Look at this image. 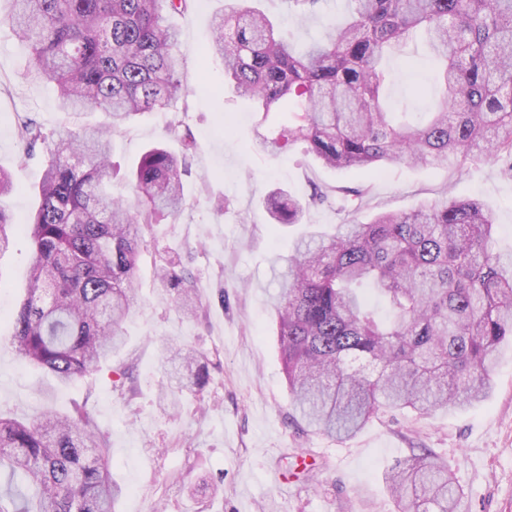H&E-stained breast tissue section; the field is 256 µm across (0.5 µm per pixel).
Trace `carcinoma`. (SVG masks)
Listing matches in <instances>:
<instances>
[{"label": "carcinoma", "mask_w": 512, "mask_h": 512, "mask_svg": "<svg viewBox=\"0 0 512 512\" xmlns=\"http://www.w3.org/2000/svg\"><path fill=\"white\" fill-rule=\"evenodd\" d=\"M10 2L8 20L32 48L29 76L56 85L73 124L53 140L33 118L18 127L24 157L38 147L46 156L36 207L21 227L31 268L9 345L70 384L124 344L147 234L186 206L182 175L193 141L177 117L169 130L184 152L146 150L130 173L133 201L112 198L106 182L116 173L112 131L170 111L182 90L178 32L166 13L191 0ZM225 2L210 43L224 81L256 104L261 120L288 116L257 148L278 154L302 141L336 170L493 160L512 178V0H349V19L328 25L303 54L253 0ZM418 34L440 90L427 121L412 124L386 105L382 60ZM90 111L108 118L91 144L79 124ZM368 192L317 188L302 201L279 189L263 204L272 223L288 226L311 204L344 211ZM493 226L479 200L446 197L293 242L279 258L274 310L288 391L309 427L349 437L386 410L427 415L489 395L500 349L512 341V258L494 251ZM14 230L0 206V251ZM155 271L188 316L207 314L181 260L161 256ZM168 353L174 405L177 392L206 387L208 358L177 345ZM3 468L0 512H115L121 494L108 445L82 407L0 416ZM384 480L407 512H458L462 492L427 455L396 461Z\"/></svg>", "instance_id": "carcinoma-1"}]
</instances>
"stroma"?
I'll return each instance as SVG.
<instances>
[{
  "mask_svg": "<svg viewBox=\"0 0 512 512\" xmlns=\"http://www.w3.org/2000/svg\"><path fill=\"white\" fill-rule=\"evenodd\" d=\"M224 5L193 0L171 19L184 55L183 119L196 150L183 178L185 209L153 227L137 273V299L123 324L124 347L93 376L64 384L0 345V413L26 417L45 406L62 413L85 407L109 442L113 478L122 488L115 512H401L384 473L397 459L425 450L462 489L460 512H512V345L499 356L491 396L470 408L430 416L385 413L344 439L294 418L270 302L272 267L294 239L332 231L345 217L313 206L301 223L275 229L261 203L276 188L306 200L318 187H365L369 193L355 217L366 222L378 212L407 211L449 194L477 198L496 224L495 251L506 254L512 252V179L489 161L452 171L406 165L334 171L302 142L278 157L255 151V106L225 86L224 67L208 50L212 20ZM258 7L304 46L329 23L341 22L347 0H323L300 18L287 0H259ZM426 54L425 43L416 41L405 57L390 60L397 111L431 105L433 72L405 65L406 57ZM31 58L28 44L0 22V167L19 188L5 203L19 227L30 219L29 189L41 178L44 157L20 162L18 121L35 118L49 136L68 123L55 86L29 78ZM168 120L165 113L144 115L113 134L112 160L121 170L109 184L113 196L132 198L126 174L147 147L167 142ZM170 251L187 259L197 278L209 305L203 321L187 320L155 275V255ZM29 261L30 242L19 230L0 255V341L13 332ZM171 339L205 353L210 374L203 394H185L174 414L159 406L166 381L160 349ZM120 363L134 365V391L118 388ZM280 474L285 483L277 482ZM217 480L220 491H211Z\"/></svg>",
  "mask_w": 512,
  "mask_h": 512,
  "instance_id": "stroma-1",
  "label": "stroma"
}]
</instances>
